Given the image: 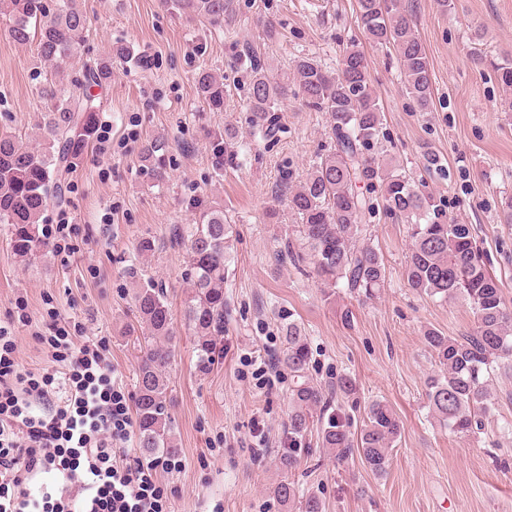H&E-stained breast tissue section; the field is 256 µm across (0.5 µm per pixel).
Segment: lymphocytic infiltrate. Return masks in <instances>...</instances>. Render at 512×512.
Instances as JSON below:
<instances>
[{
	"mask_svg": "<svg viewBox=\"0 0 512 512\" xmlns=\"http://www.w3.org/2000/svg\"><path fill=\"white\" fill-rule=\"evenodd\" d=\"M36 341L46 367L17 359V325L31 321L17 298L0 320V512H167L159 469L175 459L118 463L133 433L106 339L79 341L50 311ZM39 490H31L35 476Z\"/></svg>",
	"mask_w": 512,
	"mask_h": 512,
	"instance_id": "f902f5d3",
	"label": "lymphocytic infiltrate"
}]
</instances>
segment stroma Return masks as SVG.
I'll list each match as a JSON object with an SVG mask.
<instances>
[{"label":"stroma","mask_w":512,"mask_h":512,"mask_svg":"<svg viewBox=\"0 0 512 512\" xmlns=\"http://www.w3.org/2000/svg\"><path fill=\"white\" fill-rule=\"evenodd\" d=\"M403 0L430 61L433 106L419 111L394 51L367 39L356 0H233L223 26L186 19L161 0H80L86 23L85 60L120 44L133 56L114 60L110 86L95 90L99 119L110 129L112 153L90 142L39 226L47 234L59 210L77 228L76 252L60 262L52 251L25 260L14 255L0 224V319L27 298L32 322L19 327L18 357L29 368L46 358L35 341L48 307L82 325L90 339L107 338L117 384L134 394L139 353L127 334L135 281L146 271L166 286L173 311L175 356L168 370L178 468L163 470L169 512H282L273 488L282 474L276 455L288 446V383L259 386L257 359L280 353L288 322L298 324L310 352L311 382L329 386L350 376L355 391L335 407L359 430L373 401L390 405L402 425L384 475L352 455L339 460L311 446L292 473L327 512H512V375H493L495 408L484 429L464 437L439 425L425 398L434 358L424 333L459 336L474 324L462 300H440L407 284V226L377 213L368 225L386 281L374 296L344 286L324 293L308 265L280 262L285 243H299L298 221L272 189L281 178L304 181L318 156L334 150L323 113L297 96L283 100L267 137L248 110L251 57L272 78H293L301 57L338 72L344 50L358 44L384 111L374 155H390L411 180L444 203L448 219L470 225L488 270L512 308V224L498 215L512 197V91L476 55L512 58V0ZM224 75L223 111L197 94L194 74ZM47 66L0 33V129L34 142L46 103L38 95ZM235 128L240 166L214 172V142ZM167 144L168 178L156 184L140 168L139 147ZM223 208L233 227L224 274V357L207 372L185 326L189 288L184 247L172 229L196 223L204 206ZM153 251L140 252L142 239ZM265 421L267 452L251 448L254 420Z\"/></svg>","instance_id":"1"}]
</instances>
